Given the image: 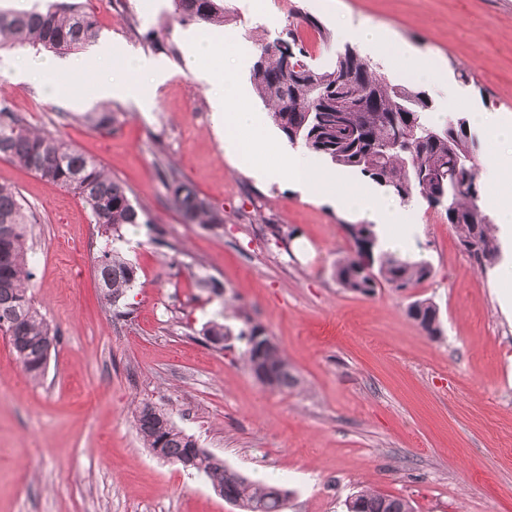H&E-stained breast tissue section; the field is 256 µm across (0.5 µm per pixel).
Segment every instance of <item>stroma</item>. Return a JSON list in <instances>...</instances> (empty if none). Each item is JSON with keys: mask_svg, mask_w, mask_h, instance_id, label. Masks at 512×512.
<instances>
[{"mask_svg": "<svg viewBox=\"0 0 512 512\" xmlns=\"http://www.w3.org/2000/svg\"><path fill=\"white\" fill-rule=\"evenodd\" d=\"M99 39L131 54L166 59L170 77L148 90V111L113 96L112 131L79 114L102 99L68 73L51 85L16 79L21 46L0 49V99L34 126L100 161L166 231L128 226L116 246L138 266L128 293L131 320L100 300L96 258L107 244L72 192L0 160V184L14 186L40 218L30 243L32 292L59 332L44 378H28L0 333V512H239L203 479L143 448L135 413L147 401L170 414L201 447L249 478L281 471L286 512H347L370 489L409 500L414 512H512V309L495 269L479 270L443 213L419 204L421 231L409 247L431 278L399 292L344 291L332 276L349 248L347 215L291 186L260 184L224 154L212 127V94L183 59L182 36L196 22L173 15L172 0H85ZM224 26L256 58L261 41L290 22L314 66L332 63L303 16L328 32L337 20L394 32L453 79L473 76L452 106L429 87L435 111L498 112L512 118V8L506 0H288L287 12L256 0H224ZM154 30L159 43H143ZM174 163L224 222L208 229L170 208L155 176ZM210 276L235 304L197 287ZM432 299L442 332L426 335L406 315ZM223 312L233 335L223 346L200 330ZM261 324L298 378L275 391L245 367L235 337Z\"/></svg>", "mask_w": 512, "mask_h": 512, "instance_id": "obj_1", "label": "stroma"}]
</instances>
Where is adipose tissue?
I'll return each mask as SVG.
<instances>
[{"label": "adipose tissue", "mask_w": 512, "mask_h": 512, "mask_svg": "<svg viewBox=\"0 0 512 512\" xmlns=\"http://www.w3.org/2000/svg\"><path fill=\"white\" fill-rule=\"evenodd\" d=\"M340 38L355 41L374 56L401 61L407 73L415 80L431 84L443 81L441 70L419 56L409 45L402 43L381 30L339 22ZM113 65L147 76L154 83H162L166 77L164 63L146 55L126 58L120 48L101 47L92 55L59 60L47 55L20 57L15 74L27 78L34 72L52 74L59 69L81 76L95 85L100 96H124L140 99L143 87L135 81L113 82L104 79L102 70ZM473 123L484 135L486 147L480 159V179L484 191L478 204L491 211L502 235H512V120L497 112H477Z\"/></svg>", "instance_id": "adipose-tissue-1"}]
</instances>
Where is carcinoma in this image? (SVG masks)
Masks as SVG:
<instances>
[{
  "label": "carcinoma",
  "mask_w": 512,
  "mask_h": 512,
  "mask_svg": "<svg viewBox=\"0 0 512 512\" xmlns=\"http://www.w3.org/2000/svg\"><path fill=\"white\" fill-rule=\"evenodd\" d=\"M172 2L174 13L184 21H202L213 27L226 22L224 0ZM97 37V21L82 0H54L44 11L0 10L1 47L20 44L36 50L69 51ZM283 42L292 49L293 67H285L282 56L266 43L261 45L250 79L256 96L269 107L273 123L288 141L323 156L339 169L373 180L403 202L422 200L444 211L460 245L478 268L494 266L501 246L491 218L476 204L481 194L478 141L467 118L450 115L443 125H432L428 120L432 99L427 91L376 74L370 59L350 45L336 48L331 66L321 69L309 62L310 54L296 30H288ZM346 72L365 87L357 101H347L337 86ZM81 120L98 131H110L117 122L109 106ZM1 158L73 192L88 208L93 224L112 238H121L128 225L148 224L155 239L164 240V230L101 162L51 132L35 130L4 99L0 101ZM156 175L169 204L187 223L204 227L224 223L223 213L182 179L174 165L159 162ZM32 215L15 188L0 185V331L8 336L23 371L39 381L58 333L29 294L34 277L27 246ZM343 228L351 250L336 260L333 277L344 290L365 296L385 285L407 291L431 278L428 261L396 258L379 250L374 225L345 224ZM366 250L373 259L368 272L361 266ZM95 276L100 296L113 314L131 317L132 311L122 306L138 279L136 264L121 251L106 248L97 257ZM407 316L427 335L440 334L439 309L432 300H414ZM201 334L213 345L224 346L231 335L224 325V311L216 312ZM236 338L244 342L241 358L245 366L251 372L263 369L269 388L286 391L297 384L287 357L262 325L246 319ZM135 427L144 447L161 449L167 460L206 480L242 512H285L280 497L288 489L254 482L213 453L195 447L193 436L178 428L166 411L142 403ZM347 512H413V508L404 498L363 490L351 498Z\"/></svg>",
  "instance_id": "cac0c4a2"
}]
</instances>
